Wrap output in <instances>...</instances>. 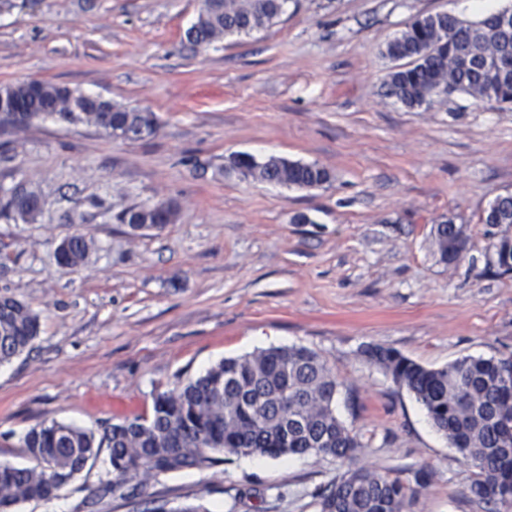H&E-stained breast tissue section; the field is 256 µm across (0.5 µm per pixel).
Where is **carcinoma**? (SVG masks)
I'll return each mask as SVG.
<instances>
[{
  "label": "carcinoma",
  "mask_w": 512,
  "mask_h": 512,
  "mask_svg": "<svg viewBox=\"0 0 512 512\" xmlns=\"http://www.w3.org/2000/svg\"><path fill=\"white\" fill-rule=\"evenodd\" d=\"M288 0H202L187 29L194 46L226 36L250 35L278 24ZM506 42L490 14L475 20L448 11L419 15L386 45L396 66L385 81L384 95L404 106L428 108L448 88L475 98L512 106V42ZM24 110L36 119L77 121L103 128L118 139L137 140L156 129L155 113L128 109L110 100L96 102L68 86L38 81L0 89V128L22 129L12 120ZM229 169L260 180L301 189L320 187L329 172L315 164L235 154ZM37 201L0 198V217L16 222L36 220ZM168 203L126 208L113 220L133 232L162 229L174 223ZM482 224H512V199L488 207ZM440 259L458 261L467 244L464 226L448 219L433 225ZM94 241L78 234L57 249L56 262L74 269L86 262ZM490 268L512 273V238L491 243ZM40 317L12 294H0V366L20 357L38 336ZM361 355L395 384L413 394L434 427L456 453L475 468L472 501L492 512H512V358L463 356L440 368L426 367L378 344ZM336 377L313 350L304 346L272 347L248 356L226 358L204 373L179 382L153 397L150 416L119 419L100 428L52 421L29 430L22 447L30 466L0 463V512L26 501L49 500L96 460L109 452L112 479L100 495L130 499L150 476L186 468L210 469L226 456L331 457L347 464L317 494L319 512H410L419 489L428 485L425 469L406 482L378 469L358 466L361 443L336 416Z\"/></svg>",
  "instance_id": "carcinoma-1"
}]
</instances>
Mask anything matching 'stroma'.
<instances>
[{
	"instance_id": "1",
	"label": "stroma",
	"mask_w": 512,
	"mask_h": 512,
	"mask_svg": "<svg viewBox=\"0 0 512 512\" xmlns=\"http://www.w3.org/2000/svg\"><path fill=\"white\" fill-rule=\"evenodd\" d=\"M512 0H288L280 23L188 43L200 0H0V85L38 80L155 113L153 135L115 140L45 119L0 131V190L26 183L42 212L0 218V292L40 315L31 349L0 367V461L30 460L24 434L51 421L94 428L149 414L157 392L222 359L305 346L339 384L336 413L358 465L429 484L412 512H487L473 477L404 388L360 354L374 343L425 366L512 357V275L488 246L512 224L481 214L512 193V110L455 92L409 109L382 85L389 40L417 15L480 17ZM285 158L331 174L302 190L228 173L231 155ZM174 223L131 232L135 205ZM467 228L441 262L431 228ZM95 247L74 270L56 246ZM345 469L330 457L232 458L147 479L134 500H96L107 454L48 501L15 512H318ZM113 219L118 224H126L133 232L162 229L174 223L176 210L168 203L133 206L116 213ZM69 238L56 252L57 265L62 269H74L84 264L94 247V241L86 235L78 234Z\"/></svg>"
}]
</instances>
